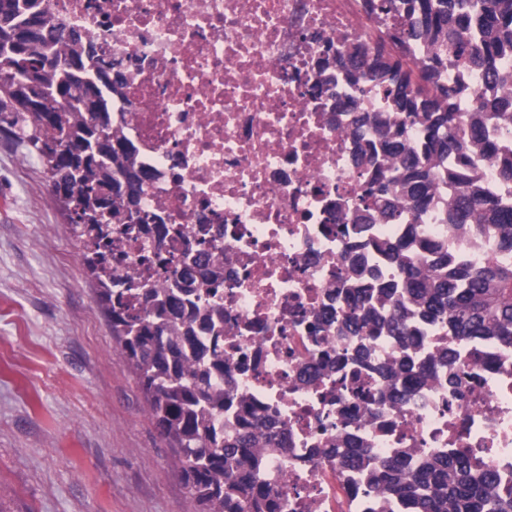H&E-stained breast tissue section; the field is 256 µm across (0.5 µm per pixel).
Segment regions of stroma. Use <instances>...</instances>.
<instances>
[{"instance_id": "35a3bbf8", "label": "stroma", "mask_w": 512, "mask_h": 512, "mask_svg": "<svg viewBox=\"0 0 512 512\" xmlns=\"http://www.w3.org/2000/svg\"><path fill=\"white\" fill-rule=\"evenodd\" d=\"M31 144L0 132V512H190Z\"/></svg>"}]
</instances>
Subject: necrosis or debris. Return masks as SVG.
I'll return each instance as SVG.
<instances>
[{"mask_svg":"<svg viewBox=\"0 0 512 512\" xmlns=\"http://www.w3.org/2000/svg\"><path fill=\"white\" fill-rule=\"evenodd\" d=\"M54 25L120 62L121 83L101 85L128 162L150 178L143 210L163 235L125 241L115 278L164 289L170 273L197 268L199 289L219 272L225 388L253 406L251 429L281 440L267 471L287 512H371L358 473L321 452L350 435L387 459L449 448L482 455L512 487V347L487 343L452 392L434 374L405 403L381 402L378 376L352 380L353 353L337 347L345 255L369 165L354 160V115L385 101L353 83L336 57L371 44L380 20L365 0H34ZM433 200L421 223L480 260L493 233H449ZM161 249L168 271L147 272Z\"/></svg>","mask_w":512,"mask_h":512,"instance_id":"1","label":"necrosis or debris"}]
</instances>
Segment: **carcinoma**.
Segmentation results:
<instances>
[{
  "label": "carcinoma",
  "instance_id": "1",
  "mask_svg": "<svg viewBox=\"0 0 512 512\" xmlns=\"http://www.w3.org/2000/svg\"><path fill=\"white\" fill-rule=\"evenodd\" d=\"M375 14H394V29L336 63L384 96L394 120L358 112L356 101H339L357 113L358 128L376 138L356 142L357 163L380 144L399 164L378 170L365 189L356 216L358 231L381 220L407 224L397 241L368 240L395 271L386 280L350 258L359 288L348 294V310L336 318L337 340L355 344L358 366L379 373L398 400L429 363L398 367L370 358L362 333L385 335L405 347L434 324L467 342L512 345V205L488 196L477 160L495 145L485 122L512 124V0H367ZM18 0H0V122L37 149L54 198L67 212L80 242V258L96 282V302L105 311L120 355L135 369L147 410L177 454L194 512H285L287 504L266 471V457L281 451L271 437L257 450L248 432L224 429V392L217 381L224 359L204 358L190 333L168 334L198 294L188 269L176 274L178 294L129 284L112 287V232L156 223L139 205L148 174L126 168L128 148L108 131L99 83L108 82L116 62L99 58L95 77L85 80V57L94 51L71 35L49 28L38 12L18 19ZM68 44L63 62L42 53L52 38ZM450 68L478 70L485 87L460 111L462 87L437 80ZM419 131L417 139L408 130ZM500 178L512 184V148L501 150ZM451 188L440 221L448 230L465 225L498 232L494 251L472 261L448 247V239L419 236V218L432 197ZM448 367V386L462 387L460 356L452 349L438 359ZM331 464L364 472L366 494L383 488L385 510L394 502L405 512H512V489H502L470 449L424 457L378 461L345 439L321 452Z\"/></svg>",
  "mask_w": 512,
  "mask_h": 512
}]
</instances>
